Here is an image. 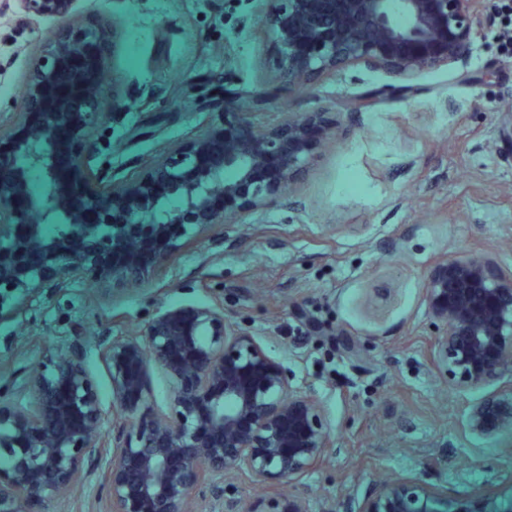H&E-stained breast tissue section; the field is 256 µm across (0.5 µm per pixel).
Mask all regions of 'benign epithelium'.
I'll return each instance as SVG.
<instances>
[{"label":"benign epithelium","instance_id":"1","mask_svg":"<svg viewBox=\"0 0 512 512\" xmlns=\"http://www.w3.org/2000/svg\"><path fill=\"white\" fill-rule=\"evenodd\" d=\"M30 19L57 23L32 59L21 101L0 113V322L22 288H62L93 278L133 288L202 234L284 198L304 176L308 157L331 139L324 112L290 115L259 130L236 98L224 99L217 125L155 155L131 179L112 182L92 138L128 107L112 87L103 96L109 17L77 22L80 0H16ZM259 18L275 37L274 81L256 103L289 86L315 87L345 66L406 79L431 67L466 64L490 0H263ZM66 135V174L57 138ZM50 189L31 193L33 172ZM62 217L48 238L35 213ZM427 302L444 335L436 356L458 387H501L473 406L468 428L481 436L512 432V269L459 254L436 262ZM112 384V426L86 365V330L24 371L32 403L14 402L0 385V512H29L33 501L70 493L108 459L106 512H188L191 491L224 496L227 472L258 478L271 490L251 512H307L285 485L324 462L332 437L318 402L292 388L288 372L249 333L224 319V297L168 307L131 336L97 342ZM174 383L163 418L148 409L150 367ZM358 512H484L476 501L440 488L388 479L372 486Z\"/></svg>","mask_w":512,"mask_h":512}]
</instances>
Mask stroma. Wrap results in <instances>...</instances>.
<instances>
[{
    "label": "stroma",
    "instance_id": "obj_1",
    "mask_svg": "<svg viewBox=\"0 0 512 512\" xmlns=\"http://www.w3.org/2000/svg\"><path fill=\"white\" fill-rule=\"evenodd\" d=\"M257 0H81L109 14L120 36L107 73L132 100L97 136L116 179L133 161L218 124L223 100L269 82L274 37L255 22ZM466 65L424 70L407 96L383 94L402 77L349 66L310 90L249 105L258 128L289 114L330 112L336 137L316 149L290 204L224 227V244L181 249L158 277L118 290L74 283L18 299L21 321L0 323V367L19 370L69 339L73 324L112 338L159 309L224 295V316L315 398L333 443L295 485L307 512H355L370 484L389 476L428 483L449 498H484L494 512L512 495V438L471 433L467 415L488 387L460 388L433 357L439 334L426 298L435 261L464 252L512 268V57L488 33ZM49 20L0 17V103L21 95ZM362 101L337 113L340 102ZM353 342L361 359L349 357ZM101 472L34 512H103Z\"/></svg>",
    "mask_w": 512,
    "mask_h": 512
}]
</instances>
